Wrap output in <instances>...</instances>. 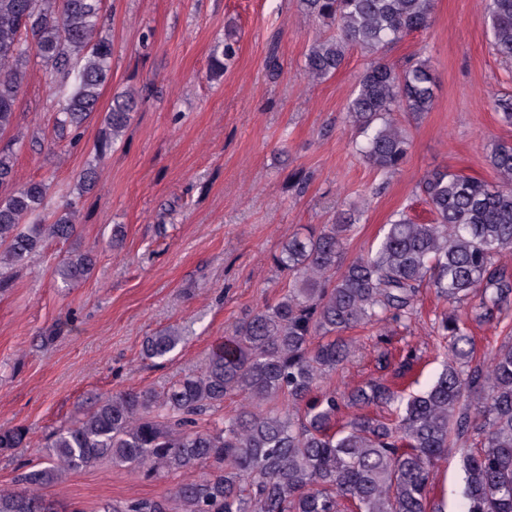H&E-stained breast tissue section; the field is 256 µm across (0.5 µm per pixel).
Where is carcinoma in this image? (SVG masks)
<instances>
[{
    "mask_svg": "<svg viewBox=\"0 0 512 512\" xmlns=\"http://www.w3.org/2000/svg\"><path fill=\"white\" fill-rule=\"evenodd\" d=\"M102 0H0V134L17 125V103L31 64L49 73L57 98L56 127L76 143L99 111L111 78L112 42L98 26ZM304 11L338 29L314 41L305 70L314 81L334 75L346 51L375 54L347 104L362 137L358 151L378 172L400 170L409 138L396 112L421 114L434 102L426 60L397 65L382 51L425 28L432 0H302ZM490 44L512 62V0H488ZM233 45L213 49L209 71L224 74ZM512 125V95L492 101ZM137 106L117 95L104 113L115 143ZM15 151L0 148V186L13 180ZM498 182L448 169L419 185L433 214L417 224L404 212L380 229L375 246L352 260L345 246L359 211L339 213L294 236L272 257L288 287L275 302L248 311L205 367L159 394L149 388L100 398L47 438L46 465L23 472L21 488L0 491V512H58L43 489L103 459L161 480L190 468L195 482L160 498L112 502L103 512H442L430 498L434 468L460 457V512H512V335L477 357L471 322H502L512 310V145L489 155ZM49 186L30 181L0 198L1 269L23 263L49 239L75 235V210L45 214ZM94 268L74 250L60 277L72 284ZM444 303L434 313L444 342L443 369L428 388L407 392L421 357L388 338L374 372L353 386L331 385L354 355L356 329L407 327L423 289ZM165 328L146 338V359L163 360L183 343ZM238 396L241 409L206 427L202 417ZM28 429H0V451L21 446Z\"/></svg>",
    "mask_w": 512,
    "mask_h": 512,
    "instance_id": "obj_1",
    "label": "carcinoma"
}]
</instances>
